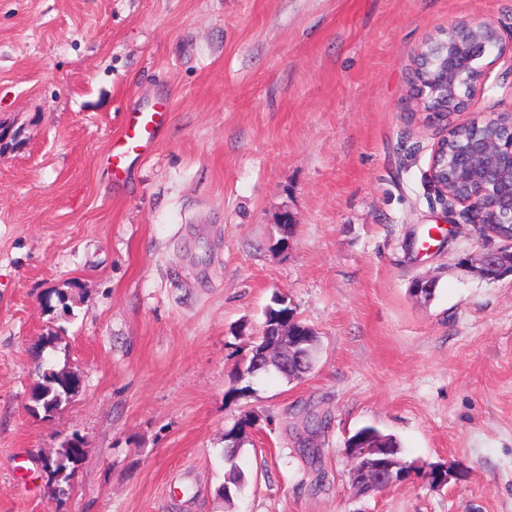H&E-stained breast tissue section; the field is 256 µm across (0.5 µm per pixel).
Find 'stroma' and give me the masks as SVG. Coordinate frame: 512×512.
I'll return each instance as SVG.
<instances>
[{
    "instance_id": "35a3bbf8",
    "label": "stroma",
    "mask_w": 512,
    "mask_h": 512,
    "mask_svg": "<svg viewBox=\"0 0 512 512\" xmlns=\"http://www.w3.org/2000/svg\"><path fill=\"white\" fill-rule=\"evenodd\" d=\"M460 20L511 29L512 0H0V512H512V275L462 263L512 244L439 204L443 127L410 97L418 49ZM165 95L160 142L114 187L128 103ZM506 113L507 56L454 120ZM277 294L314 368L227 398ZM46 362L80 383L36 415ZM365 426L447 483L358 495L343 447ZM74 435L56 483L44 458ZM251 421L255 422L253 415L245 413L224 435V440L227 443L224 448V461L228 469L225 472L224 485L221 491L224 492V498L228 501L232 499V493L241 491L247 483L246 474L236 458L242 445L246 442V433L243 431V426ZM72 439L79 442L78 444L73 443ZM85 454V448L83 447L82 441L77 437H71L67 439L56 452L54 458H48V462L51 464L50 473L53 475L55 480L66 482L72 472L82 460ZM71 469L68 473V469Z\"/></svg>"
}]
</instances>
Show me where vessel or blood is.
I'll return each mask as SVG.
<instances>
[{"label": "vessel or blood", "mask_w": 512, "mask_h": 512, "mask_svg": "<svg viewBox=\"0 0 512 512\" xmlns=\"http://www.w3.org/2000/svg\"><path fill=\"white\" fill-rule=\"evenodd\" d=\"M169 120V103L164 97L151 108L139 106L127 112L123 130L104 159L113 183L123 182L126 178L131 156L142 155L159 142Z\"/></svg>", "instance_id": "1"}]
</instances>
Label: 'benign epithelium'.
<instances>
[{
  "instance_id": "1",
  "label": "benign epithelium",
  "mask_w": 512,
  "mask_h": 512,
  "mask_svg": "<svg viewBox=\"0 0 512 512\" xmlns=\"http://www.w3.org/2000/svg\"><path fill=\"white\" fill-rule=\"evenodd\" d=\"M504 52L496 27L468 21L452 24L445 39L439 41L438 76L427 73L414 81L411 99L438 121L466 110L483 78L480 62ZM475 125L503 128L508 137L475 136L450 153L449 135L445 134L433 147L428 177L445 206H462L475 231L492 233L496 225L512 221V115L477 120ZM466 261L488 279L494 270L512 269V251L484 250ZM274 333L276 339L261 355L297 364L304 356L302 346L316 335L297 318L275 324Z\"/></svg>"
}]
</instances>
